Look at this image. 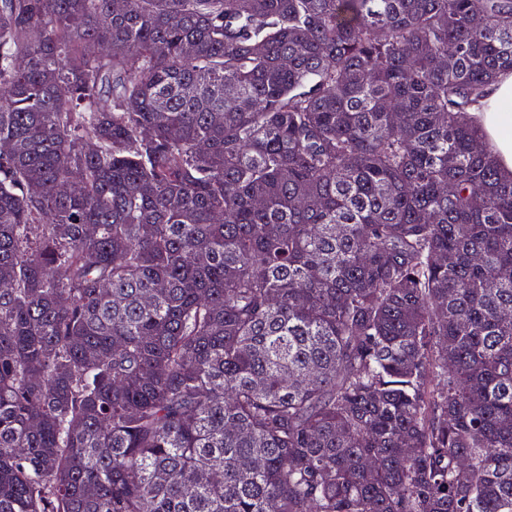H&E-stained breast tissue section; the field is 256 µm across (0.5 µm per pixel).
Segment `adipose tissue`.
Returning <instances> with one entry per match:
<instances>
[{"label": "adipose tissue", "mask_w": 512, "mask_h": 512, "mask_svg": "<svg viewBox=\"0 0 512 512\" xmlns=\"http://www.w3.org/2000/svg\"><path fill=\"white\" fill-rule=\"evenodd\" d=\"M502 166L512 171V73L493 82L477 114Z\"/></svg>", "instance_id": "adipose-tissue-1"}]
</instances>
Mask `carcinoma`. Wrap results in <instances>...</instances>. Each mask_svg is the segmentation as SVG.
Instances as JSON below:
<instances>
[{"mask_svg":"<svg viewBox=\"0 0 512 512\" xmlns=\"http://www.w3.org/2000/svg\"><path fill=\"white\" fill-rule=\"evenodd\" d=\"M507 71L512 0H0V512H512ZM493 144L501 165L512 171V73L493 82L479 112H474Z\"/></svg>","mask_w":512,"mask_h":512,"instance_id":"carcinoma-1","label":"carcinoma"}]
</instances>
